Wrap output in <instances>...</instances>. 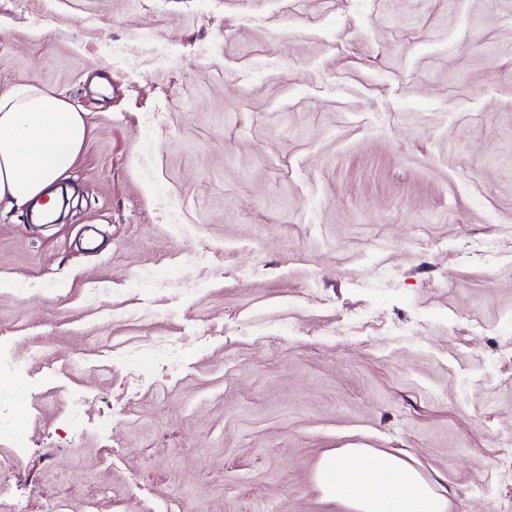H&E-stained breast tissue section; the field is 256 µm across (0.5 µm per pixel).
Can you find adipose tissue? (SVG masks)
<instances>
[{
  "label": "adipose tissue",
  "instance_id": "adipose-tissue-1",
  "mask_svg": "<svg viewBox=\"0 0 512 512\" xmlns=\"http://www.w3.org/2000/svg\"><path fill=\"white\" fill-rule=\"evenodd\" d=\"M86 123L60 95L35 86L0 91V205L23 207L51 192L72 167ZM314 483L347 512H448V498L404 459L339 448L319 460Z\"/></svg>",
  "mask_w": 512,
  "mask_h": 512
}]
</instances>
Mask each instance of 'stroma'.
Instances as JSON below:
<instances>
[{
	"instance_id": "35a3bbf8",
	"label": "stroma",
	"mask_w": 512,
	"mask_h": 512,
	"mask_svg": "<svg viewBox=\"0 0 512 512\" xmlns=\"http://www.w3.org/2000/svg\"><path fill=\"white\" fill-rule=\"evenodd\" d=\"M28 85L88 138L64 222L0 208L50 381L0 512H345L348 446L512 504V252L465 247L512 232V0H0Z\"/></svg>"
}]
</instances>
